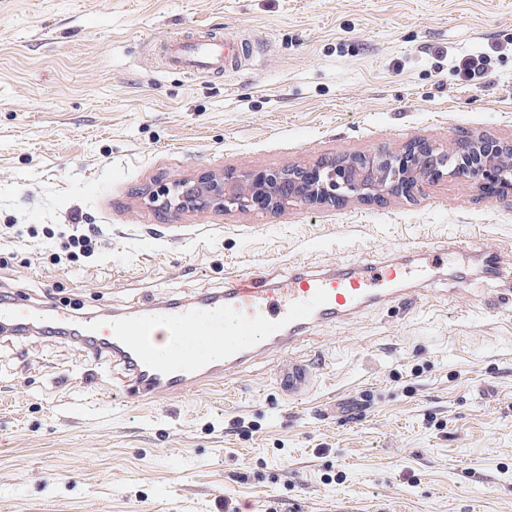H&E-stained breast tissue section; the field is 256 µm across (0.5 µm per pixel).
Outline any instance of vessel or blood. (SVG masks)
I'll return each instance as SVG.
<instances>
[{
    "label": "vessel or blood",
    "mask_w": 512,
    "mask_h": 512,
    "mask_svg": "<svg viewBox=\"0 0 512 512\" xmlns=\"http://www.w3.org/2000/svg\"><path fill=\"white\" fill-rule=\"evenodd\" d=\"M245 54V44L215 35L177 39L162 52L166 64L190 73L223 72ZM447 262L444 253L426 255L419 265L353 261L339 273L297 272L278 282L258 274L240 275L220 295L146 304L107 318H80L69 330L98 354L123 365L126 389L133 396L183 395L268 351L290 346L313 324L351 318L372 303L416 298L419 291L412 281ZM43 319L41 308L0 300V323L26 328ZM199 332L213 348L212 357L195 355L193 337ZM162 335L171 337L172 345H159Z\"/></svg>",
    "instance_id": "b4317fda"
}]
</instances>
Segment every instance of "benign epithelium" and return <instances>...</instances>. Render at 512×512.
Segmentation results:
<instances>
[{
	"instance_id": "obj_1",
	"label": "benign epithelium",
	"mask_w": 512,
	"mask_h": 512,
	"mask_svg": "<svg viewBox=\"0 0 512 512\" xmlns=\"http://www.w3.org/2000/svg\"><path fill=\"white\" fill-rule=\"evenodd\" d=\"M444 175L476 178L480 188L512 198V141L479 135L447 148L414 142L397 152L352 154L334 161L283 169L245 170L176 180L161 207L278 212L288 202L334 205L351 198L411 195L424 181Z\"/></svg>"
}]
</instances>
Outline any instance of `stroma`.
<instances>
[{
    "instance_id": "stroma-1",
    "label": "stroma",
    "mask_w": 512,
    "mask_h": 512,
    "mask_svg": "<svg viewBox=\"0 0 512 512\" xmlns=\"http://www.w3.org/2000/svg\"><path fill=\"white\" fill-rule=\"evenodd\" d=\"M248 39L240 68L163 64L173 39ZM483 55L472 78L455 65ZM512 140V0H0V294L59 325L374 264L467 255L413 305L305 330L213 386L142 402L122 365L0 337V512H512V198L466 178L276 213L163 210L178 179ZM97 232L69 263L73 225ZM303 360L310 390L279 371Z\"/></svg>"
}]
</instances>
